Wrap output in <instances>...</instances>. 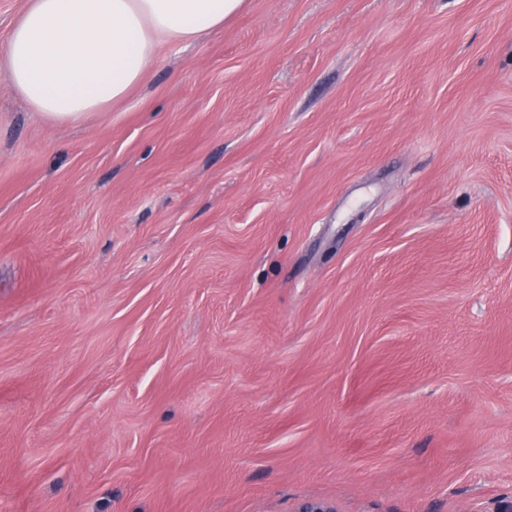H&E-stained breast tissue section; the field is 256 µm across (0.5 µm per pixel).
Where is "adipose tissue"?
I'll use <instances>...</instances> for the list:
<instances>
[{
  "mask_svg": "<svg viewBox=\"0 0 512 512\" xmlns=\"http://www.w3.org/2000/svg\"><path fill=\"white\" fill-rule=\"evenodd\" d=\"M244 0H27L0 72L53 124L126 98L165 43L207 38Z\"/></svg>",
  "mask_w": 512,
  "mask_h": 512,
  "instance_id": "adipose-tissue-1",
  "label": "adipose tissue"
}]
</instances>
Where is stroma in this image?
Here are the masks:
<instances>
[{"instance_id":"obj_1","label":"stroma","mask_w":512,"mask_h":512,"mask_svg":"<svg viewBox=\"0 0 512 512\" xmlns=\"http://www.w3.org/2000/svg\"><path fill=\"white\" fill-rule=\"evenodd\" d=\"M512 499V0H246L51 124L0 73V512Z\"/></svg>"}]
</instances>
